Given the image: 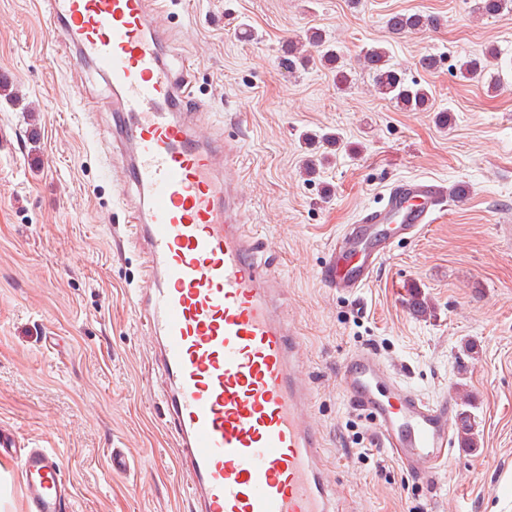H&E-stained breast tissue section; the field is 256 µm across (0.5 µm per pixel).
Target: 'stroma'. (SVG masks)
<instances>
[{
  "mask_svg": "<svg viewBox=\"0 0 512 512\" xmlns=\"http://www.w3.org/2000/svg\"><path fill=\"white\" fill-rule=\"evenodd\" d=\"M38 2L0 0V425L61 456L76 492L65 512H195L136 304L143 257L121 243L122 160L102 108L112 91L71 65ZM477 3L164 0L160 13L169 61L208 114L204 135L240 143L244 221L277 261L306 345L340 512H512V73L492 92L455 69L490 45L512 59V11L480 19ZM396 13L436 24L394 35ZM313 28L351 70L349 88L321 64H285L288 42ZM378 44L430 88L429 111L371 92L359 59ZM426 55L437 69L421 67ZM336 133L345 150L322 142ZM411 178L467 192L396 241L359 298L327 287L319 273L345 226ZM416 296L430 315L414 314ZM364 347L424 398L468 392L476 444H455L432 482L372 448L340 391L341 361ZM114 448L132 450L129 473L112 474Z\"/></svg>",
  "mask_w": 512,
  "mask_h": 512,
  "instance_id": "35a3bbf8",
  "label": "stroma"
}]
</instances>
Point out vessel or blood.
Masks as SVG:
<instances>
[{
	"instance_id": "obj_1",
	"label": "vessel or blood",
	"mask_w": 512,
	"mask_h": 512,
	"mask_svg": "<svg viewBox=\"0 0 512 512\" xmlns=\"http://www.w3.org/2000/svg\"><path fill=\"white\" fill-rule=\"evenodd\" d=\"M70 61L115 96V133L135 191L126 242L144 257L138 305L160 339L166 423L193 475L199 512H336L325 483L324 434L300 372L303 340L283 309L279 278L242 222L229 177L235 148L203 136L187 78L166 63L155 0H43ZM448 190L433 179L386 187L380 205L337 240L322 281L356 295L394 239L430 223ZM339 385L368 416L380 447L418 477L447 464L461 421L369 349L350 353ZM0 459L18 462L27 512H62L75 494L60 456L0 425Z\"/></svg>"
}]
</instances>
